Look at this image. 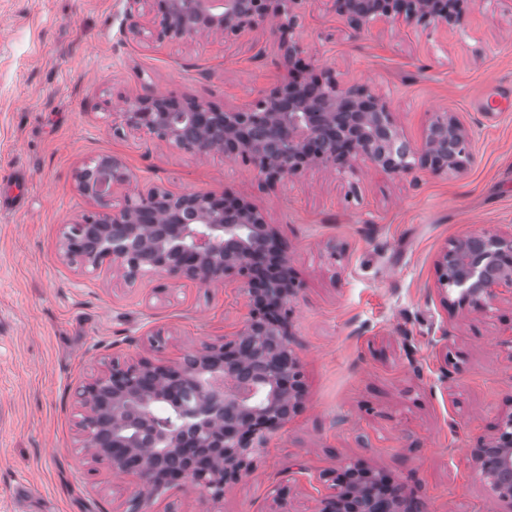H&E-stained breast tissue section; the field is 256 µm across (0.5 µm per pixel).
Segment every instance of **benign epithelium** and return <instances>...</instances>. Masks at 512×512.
Here are the masks:
<instances>
[{
    "label": "benign epithelium",
    "mask_w": 512,
    "mask_h": 512,
    "mask_svg": "<svg viewBox=\"0 0 512 512\" xmlns=\"http://www.w3.org/2000/svg\"><path fill=\"white\" fill-rule=\"evenodd\" d=\"M146 0H126V13L147 18ZM157 40L223 37L253 30L269 18L290 30L303 0H154ZM336 12L361 31L380 21L459 26V0H334ZM124 125L200 154L220 153L254 165L265 180L314 166H346L362 157L393 175L414 167L460 172L472 162L460 120L435 116L424 144L396 148L398 134L385 101L363 85L296 79L263 92L248 106L222 110L176 97L129 102ZM130 178L112 157L78 176L81 191L102 203ZM101 233L65 239L64 253L98 269L116 263L135 279L152 274L202 285L239 281L249 314L243 328L207 353L169 365L140 361L90 378L81 387L84 448L93 458L138 474L155 492L180 481L214 499L248 471L270 436L298 415L305 387L292 347L287 303L297 290L288 251L261 213L228 195L174 194L151 188L116 213L96 218ZM442 302L489 311L500 291L512 294V232L481 230L451 242L437 264ZM184 448L219 456L180 463ZM480 480L512 512V413L474 451ZM412 512L382 473L359 464L336 471L320 512Z\"/></svg>",
    "instance_id": "7a95c632"
}]
</instances>
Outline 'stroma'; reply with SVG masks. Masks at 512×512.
Returning a JSON list of instances; mask_svg holds the SVG:
<instances>
[{"instance_id":"stroma-1","label":"stroma","mask_w":512,"mask_h":512,"mask_svg":"<svg viewBox=\"0 0 512 512\" xmlns=\"http://www.w3.org/2000/svg\"><path fill=\"white\" fill-rule=\"evenodd\" d=\"M459 26L378 22L354 30L333 0H304L281 57L277 24L220 40L134 33L125 0H0V512H317L327 474L380 469L422 512H490L473 450L512 412V296L492 311L444 306L449 243L512 230V0H462ZM368 87L401 139L421 145L436 113L465 125L459 173L395 176L364 159L267 184L251 164L199 155L121 124L128 100L187 97L236 109L291 78ZM118 157L149 188L228 193L259 210L300 284L290 298L304 410L216 500L181 484L154 495L81 443L80 387L140 360L173 364L243 327L235 281L127 279L63 257L65 229L101 213L76 172Z\"/></svg>"}]
</instances>
